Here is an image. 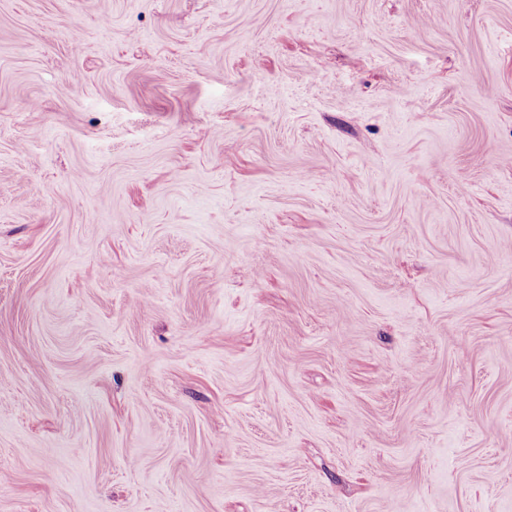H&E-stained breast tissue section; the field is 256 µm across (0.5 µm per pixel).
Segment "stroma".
I'll use <instances>...</instances> for the list:
<instances>
[{
  "instance_id": "obj_1",
  "label": "stroma",
  "mask_w": 512,
  "mask_h": 512,
  "mask_svg": "<svg viewBox=\"0 0 512 512\" xmlns=\"http://www.w3.org/2000/svg\"><path fill=\"white\" fill-rule=\"evenodd\" d=\"M0 512H512V0H0Z\"/></svg>"
}]
</instances>
